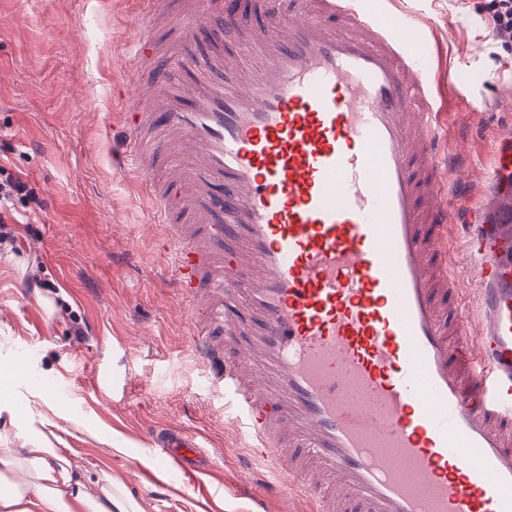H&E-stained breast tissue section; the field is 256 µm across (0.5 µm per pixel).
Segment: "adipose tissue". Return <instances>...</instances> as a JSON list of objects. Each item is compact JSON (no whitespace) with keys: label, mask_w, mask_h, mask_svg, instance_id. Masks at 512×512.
<instances>
[{"label":"adipose tissue","mask_w":512,"mask_h":512,"mask_svg":"<svg viewBox=\"0 0 512 512\" xmlns=\"http://www.w3.org/2000/svg\"><path fill=\"white\" fill-rule=\"evenodd\" d=\"M31 447L0 448V512H140L109 475L89 493L61 449L31 435Z\"/></svg>","instance_id":"ef3b65f1"}]
</instances>
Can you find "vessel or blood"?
Here are the masks:
<instances>
[{"mask_svg":"<svg viewBox=\"0 0 512 512\" xmlns=\"http://www.w3.org/2000/svg\"><path fill=\"white\" fill-rule=\"evenodd\" d=\"M141 4L115 153L172 244L210 392L277 473L257 502L512 512V219L493 213L452 255L459 180L415 24L351 0H287L259 21L240 0ZM228 41L255 48L253 72ZM154 439L181 462L200 448Z\"/></svg>","mask_w":512,"mask_h":512,"instance_id":"obj_1","label":"vessel or blood"}]
</instances>
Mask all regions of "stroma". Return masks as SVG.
Here are the masks:
<instances>
[{
  "label": "stroma",
  "instance_id": "35a3bbf8",
  "mask_svg": "<svg viewBox=\"0 0 512 512\" xmlns=\"http://www.w3.org/2000/svg\"><path fill=\"white\" fill-rule=\"evenodd\" d=\"M477 3L367 0L425 30L412 52L441 91L444 152L468 182L456 225L492 210L496 143L512 131V49ZM140 14L139 0H0V166L31 188L12 207L16 243L0 245V370L23 372L0 445L27 444L10 415L36 411L87 487L109 474L143 512H260L237 479L274 472L212 400L151 205L112 159ZM169 427L202 444L193 478L155 454L153 430Z\"/></svg>",
  "mask_w": 512,
  "mask_h": 512
}]
</instances>
